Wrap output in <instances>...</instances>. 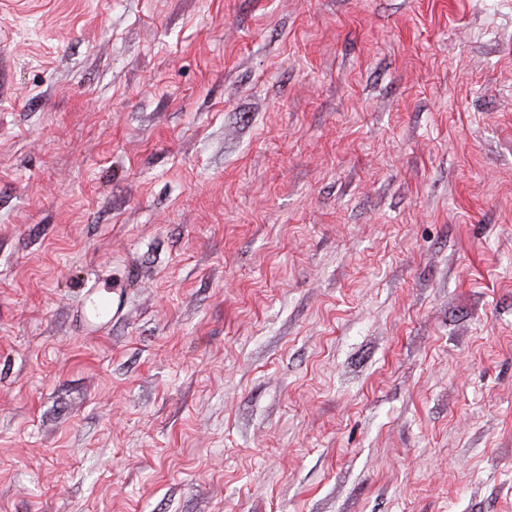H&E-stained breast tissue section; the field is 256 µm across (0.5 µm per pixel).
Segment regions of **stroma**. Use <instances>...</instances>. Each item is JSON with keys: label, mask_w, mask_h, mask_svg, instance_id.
<instances>
[{"label": "stroma", "mask_w": 512, "mask_h": 512, "mask_svg": "<svg viewBox=\"0 0 512 512\" xmlns=\"http://www.w3.org/2000/svg\"><path fill=\"white\" fill-rule=\"evenodd\" d=\"M0 512H512V0H0Z\"/></svg>", "instance_id": "obj_1"}]
</instances>
